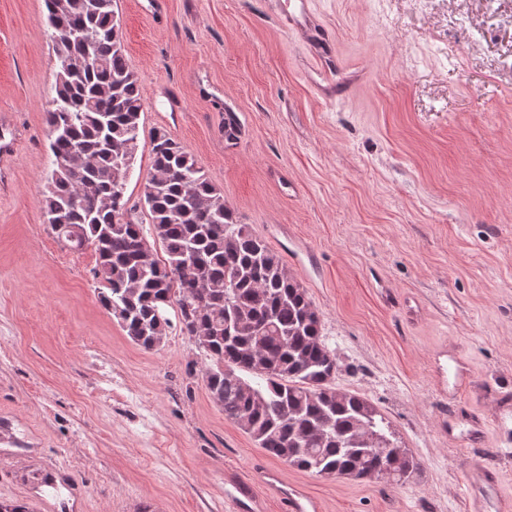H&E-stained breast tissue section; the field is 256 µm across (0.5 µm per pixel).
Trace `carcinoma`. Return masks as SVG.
Masks as SVG:
<instances>
[{
  "instance_id": "cac0c4a2",
  "label": "carcinoma",
  "mask_w": 512,
  "mask_h": 512,
  "mask_svg": "<svg viewBox=\"0 0 512 512\" xmlns=\"http://www.w3.org/2000/svg\"><path fill=\"white\" fill-rule=\"evenodd\" d=\"M115 0H45L59 62L47 112L55 168L43 205L50 228L64 216L70 249L94 247L102 306L126 336L159 346L179 309L180 329L209 353L203 381L224 418L270 455L323 477L373 478L378 448L389 450L404 482L419 463L367 399L331 386L335 353L321 319L281 257L201 174L163 129L151 134L143 187L153 253L124 194L138 145L142 93L122 48Z\"/></svg>"
}]
</instances>
